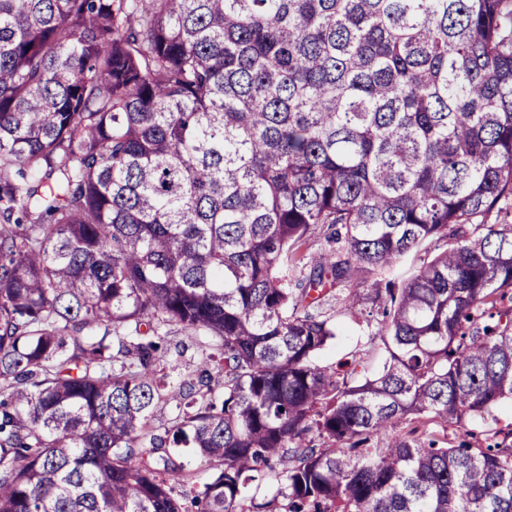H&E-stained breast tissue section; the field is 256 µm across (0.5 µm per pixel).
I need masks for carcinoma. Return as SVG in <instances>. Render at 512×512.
Listing matches in <instances>:
<instances>
[{"mask_svg":"<svg viewBox=\"0 0 512 512\" xmlns=\"http://www.w3.org/2000/svg\"><path fill=\"white\" fill-rule=\"evenodd\" d=\"M502 203L512 0H0V512H512ZM340 332L331 339L318 354L317 360L322 365H336L352 352L363 351L367 354L369 370L376 371L385 359V351L379 337L373 336L372 327H367L363 319L341 317L338 319ZM171 331H174L170 334V336H176V340L183 339L185 342V348H179L181 354L178 356L174 353V357L177 359V367L175 371L166 368L161 374H168L169 381H179L184 379H190L195 377L197 368H198V357H199V345H207L210 343V338L206 336H199L196 342H189L185 340L181 335L180 331H177L176 326L169 327Z\"/></svg>","mask_w":512,"mask_h":512,"instance_id":"obj_1","label":"carcinoma"}]
</instances>
